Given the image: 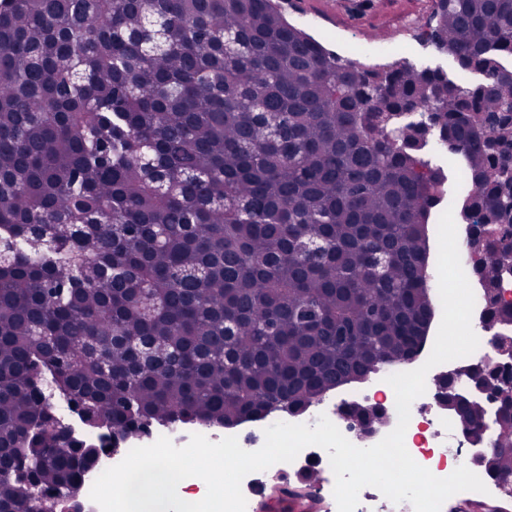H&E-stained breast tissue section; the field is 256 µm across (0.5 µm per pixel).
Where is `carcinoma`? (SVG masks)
Segmentation results:
<instances>
[{"instance_id": "1", "label": "carcinoma", "mask_w": 512, "mask_h": 512, "mask_svg": "<svg viewBox=\"0 0 512 512\" xmlns=\"http://www.w3.org/2000/svg\"><path fill=\"white\" fill-rule=\"evenodd\" d=\"M432 4L425 41L476 82L344 59L274 0H0V512L155 424L294 413L412 356L436 146L512 331V0ZM470 381L501 396L482 465L512 491V381ZM441 387L482 431L486 404Z\"/></svg>"}]
</instances>
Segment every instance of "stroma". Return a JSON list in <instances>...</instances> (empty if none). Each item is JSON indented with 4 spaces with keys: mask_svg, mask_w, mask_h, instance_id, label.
<instances>
[{
    "mask_svg": "<svg viewBox=\"0 0 512 512\" xmlns=\"http://www.w3.org/2000/svg\"><path fill=\"white\" fill-rule=\"evenodd\" d=\"M288 22L337 55L368 64L388 62L385 46H399L420 67L457 74L451 56L423 41L430 18L428 0H301L299 11L285 10Z\"/></svg>",
    "mask_w": 512,
    "mask_h": 512,
    "instance_id": "obj_1",
    "label": "stroma"
}]
</instances>
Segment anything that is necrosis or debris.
Segmentation results:
<instances>
[{"mask_svg":"<svg viewBox=\"0 0 512 512\" xmlns=\"http://www.w3.org/2000/svg\"><path fill=\"white\" fill-rule=\"evenodd\" d=\"M466 277L475 297L471 325L479 339V346L469 356L436 365L429 370L425 393L411 405V417L404 437L405 446L413 459L440 478L449 476L461 465L470 468L476 475L483 476L484 473L483 466L473 460V432L456 420L445 400L438 394L440 380L449 377L452 378L454 386L462 387L469 383L468 371L472 366H494L499 362L496 331L490 324L486 290L482 288L474 272H467ZM436 335V330H429L420 351L415 355L395 364L375 367L365 376L327 393L301 413L285 415L272 411L261 419L228 426L221 431L205 426L196 431L213 442L227 435L237 437L243 449L254 451L264 443L265 428L279 422L313 426L324 416L355 446H373L390 433L398 422L395 393L387 382L388 376L424 365L432 351ZM350 406L383 407L387 413L386 421L372 433H365L359 420L346 415L345 410ZM196 431L189 427H155L148 434L137 438L136 443L147 446L165 436L175 446L182 447ZM313 466L319 467L322 476L317 488L318 496L332 498L335 476L327 452L317 446L304 448L291 463H277L264 471L248 474L241 485L243 495L245 498H252L259 480H277L286 473L298 474Z\"/></svg>","mask_w":512,"mask_h":512,"instance_id":"necrosis-or-debris-1","label":"necrosis or debris"}]
</instances>
